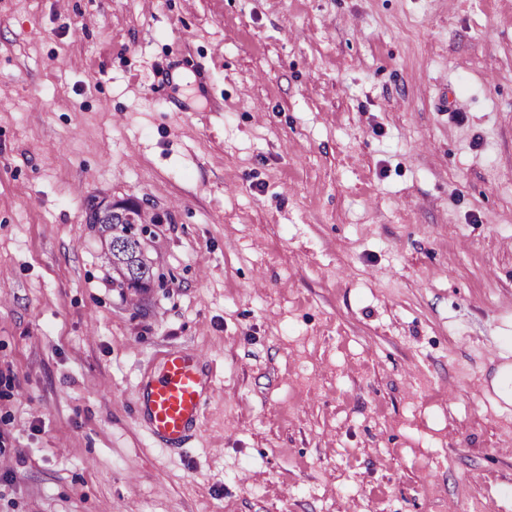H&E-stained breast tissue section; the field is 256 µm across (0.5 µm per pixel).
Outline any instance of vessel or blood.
I'll return each instance as SVG.
<instances>
[{"label": "vessel or blood", "mask_w": 512, "mask_h": 512, "mask_svg": "<svg viewBox=\"0 0 512 512\" xmlns=\"http://www.w3.org/2000/svg\"><path fill=\"white\" fill-rule=\"evenodd\" d=\"M205 361L198 352H168L160 374L148 381L142 406L152 434L163 443L185 444L203 415Z\"/></svg>", "instance_id": "1"}]
</instances>
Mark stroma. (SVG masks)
I'll return each mask as SVG.
<instances>
[{"label": "stroma", "instance_id": "stroma-1", "mask_svg": "<svg viewBox=\"0 0 512 512\" xmlns=\"http://www.w3.org/2000/svg\"><path fill=\"white\" fill-rule=\"evenodd\" d=\"M507 362L512 0H0V512H512ZM89 199L87 202V223L89 224H98L99 218V209L102 211V214L112 216V230H116L115 234L112 235V255L113 251L116 247H124L127 249H133V246L136 243V236L138 235V228H136V224H145L146 220L144 215L141 214L140 210H134L135 222L133 221L132 214H126L130 217V222L123 219L124 212L120 211L121 214H112V211H117V208L124 206V203L114 204L111 200H107L102 198L100 200ZM207 366L197 352L165 354L160 374L148 381L142 406L152 434L169 446L183 445L203 415Z\"/></svg>", "mask_w": 512, "mask_h": 512}]
</instances>
